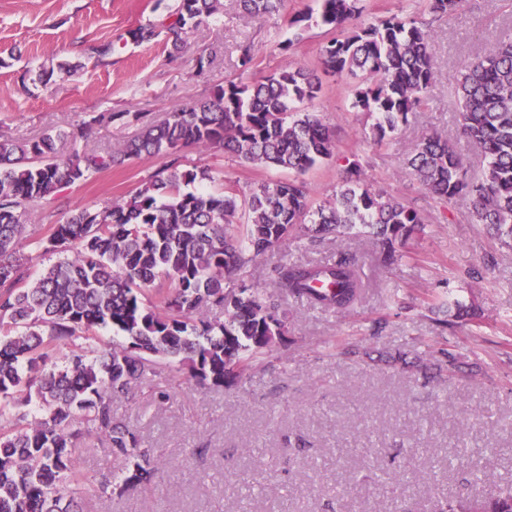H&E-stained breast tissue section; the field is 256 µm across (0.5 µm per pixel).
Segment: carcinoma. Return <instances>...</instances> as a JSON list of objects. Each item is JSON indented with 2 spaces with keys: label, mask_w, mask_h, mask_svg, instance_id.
Segmentation results:
<instances>
[{
  "label": "carcinoma",
  "mask_w": 512,
  "mask_h": 512,
  "mask_svg": "<svg viewBox=\"0 0 512 512\" xmlns=\"http://www.w3.org/2000/svg\"><path fill=\"white\" fill-rule=\"evenodd\" d=\"M331 38L324 73L356 80L351 109L373 120L384 141L423 105L435 78L433 35L411 15L356 22L358 0H320ZM467 0H428L436 17ZM251 15L279 13L285 0H240ZM221 0H178L168 21L130 31L137 43L166 31L173 49L211 25ZM451 86L462 133L482 156L477 175L464 169L448 138H424L406 174L433 199L467 196L475 223L512 247V38L465 63ZM322 82L294 62L252 84L226 81L210 98L145 123L118 149L78 148L91 125L121 120L102 113L71 129L29 140L0 138V512H85L80 440L104 441L122 467L102 475L95 496L111 498L148 485L156 449L114 411L152 389L166 363L172 379L222 388L288 332L286 298L345 313L365 283L354 258L274 267L273 288L246 285L258 257L288 238L311 243L363 233L389 262L424 230L419 210L374 187L358 161L348 162L331 198L314 202L305 174L335 157L334 134L309 105ZM186 146L224 149L245 163L292 173L244 191L210 168L180 167ZM169 163L127 198L74 210L61 224L34 227L30 209L66 188L133 159ZM224 180L219 194L193 185ZM60 259L36 278L27 249ZM224 312V320L208 312ZM121 340L101 344L97 330ZM436 512H512V492L490 500L448 499Z\"/></svg>",
  "instance_id": "1"
}]
</instances>
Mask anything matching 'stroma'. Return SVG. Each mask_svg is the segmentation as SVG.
I'll return each mask as SVG.
<instances>
[{
  "mask_svg": "<svg viewBox=\"0 0 512 512\" xmlns=\"http://www.w3.org/2000/svg\"><path fill=\"white\" fill-rule=\"evenodd\" d=\"M218 25L186 36L181 51L165 38L138 44L128 32L161 24L177 0H0V136L31 139L102 112L123 120L95 125L86 144L112 149L134 136L142 112L165 113L209 97L232 80L251 84L290 62L316 69L328 39L318 0H287L280 14H243L223 0ZM374 20L408 9L427 22L434 38L436 77L423 108L383 143L350 107V82L324 78L311 105L328 124L336 157L306 175L315 201L330 196L349 161H359L374 186L413 204L426 220L401 259L384 265L369 239L308 246L288 239L248 269V284L271 289L281 262L328 263L355 256L367 285L362 299L338 314L288 299V334L238 381L204 389L183 381L119 402L117 413L146 445L158 450L152 488L127 490L113 500L94 498L88 512H393L405 499L413 512H434L437 501L467 490L458 468L459 440L480 466L473 495L497 497L512 486V249L472 219L459 197L438 204L405 173V162L426 136L438 132L456 143L465 165L478 171L481 156L460 134L458 100L448 78L460 64L512 31V0H469L451 16L431 19L426 0H360ZM308 19L303 37L288 50L287 19ZM112 41L111 57L92 49ZM254 47L240 67L238 46ZM209 59L198 74L199 58ZM74 64L71 72L60 71ZM53 69L49 83L37 76ZM184 167L223 171L243 189L278 173L242 162L221 149L182 148ZM165 158H142L67 188L54 202L32 208L33 224H58L78 208L121 200L161 169ZM478 278H470L469 270ZM474 308L458 317V305ZM420 356L452 353L462 371L428 381L398 363L350 357L353 349ZM405 471V484L380 480Z\"/></svg>",
  "mask_w": 512,
  "mask_h": 512,
  "instance_id": "stroma-1",
  "label": "stroma"
}]
</instances>
